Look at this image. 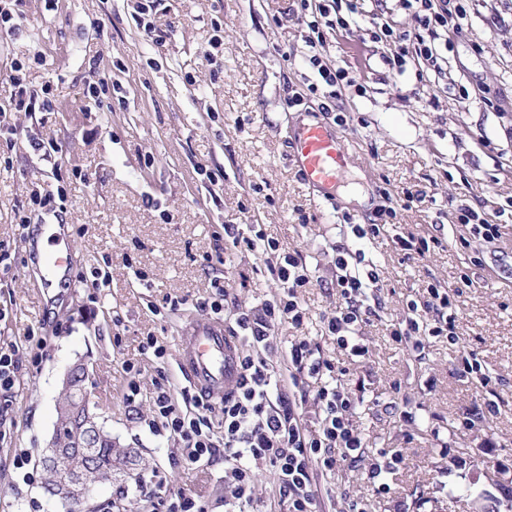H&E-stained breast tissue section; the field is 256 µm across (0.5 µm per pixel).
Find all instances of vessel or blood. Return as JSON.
<instances>
[{
  "mask_svg": "<svg viewBox=\"0 0 512 512\" xmlns=\"http://www.w3.org/2000/svg\"><path fill=\"white\" fill-rule=\"evenodd\" d=\"M342 134L336 127L316 121L299 126L293 136L289 162L300 178L328 201L336 198V182L345 166ZM42 283L69 279V257L55 251L39 253ZM182 376L198 395L219 397L234 389L239 380L238 351L223 326L210 319L192 323L183 338L178 360Z\"/></svg>",
  "mask_w": 512,
  "mask_h": 512,
  "instance_id": "1",
  "label": "vessel or blood"
}]
</instances>
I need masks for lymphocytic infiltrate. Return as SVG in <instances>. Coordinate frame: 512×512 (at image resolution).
Instances as JSON below:
<instances>
[{
    "label": "lymphocytic infiltrate",
    "mask_w": 512,
    "mask_h": 512,
    "mask_svg": "<svg viewBox=\"0 0 512 512\" xmlns=\"http://www.w3.org/2000/svg\"><path fill=\"white\" fill-rule=\"evenodd\" d=\"M296 2L309 18L303 59L316 76L309 91L339 100L355 87L356 79L349 69L326 61V36L358 26L364 0ZM403 7L411 15V26L377 22L370 37L389 45L385 62L397 74L411 68L420 79L443 75L448 35L462 31L466 18L461 0H403ZM14 70V91L8 104L0 105V136L16 132L8 113L32 112L38 103L37 92L26 84L23 64L15 63ZM382 230L374 221L351 225L350 244L338 245L333 258L337 299L324 322L337 350L360 359L369 354L362 326L382 307L380 275L366 261L364 247ZM224 246L267 257L266 272L276 284L275 292L259 303L237 308L232 335L239 345L238 386L220 401L197 396L184 408L170 385L157 383L149 428L178 440L186 466L223 457L224 512H249L258 499L255 471L260 467L274 471L285 512H317L322 492L335 496L342 512H367L361 499L331 485L319 488L317 475L358 468L377 492L386 493L390 487L385 475L405 459L369 447L358 423L362 399L346 383L345 367L324 359L308 337L284 345L275 336V326H299L308 316L302 298L311 283L306 263L299 253L280 252L278 242L259 224L225 225ZM453 298L450 287L427 284L420 298L407 301L391 340L418 356L433 338L458 344Z\"/></svg>",
    "instance_id": "obj_1"
}]
</instances>
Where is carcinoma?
I'll return each instance as SVG.
<instances>
[{"instance_id": "1", "label": "carcinoma", "mask_w": 512, "mask_h": 512, "mask_svg": "<svg viewBox=\"0 0 512 512\" xmlns=\"http://www.w3.org/2000/svg\"><path fill=\"white\" fill-rule=\"evenodd\" d=\"M84 384L82 373L75 374L70 387L60 392L58 404L77 405L84 399ZM54 427L63 451L59 456L48 460L38 458V465L47 475L44 490L49 495L52 494L51 488L63 470L71 467L88 480L89 484L94 485L99 474L114 470L116 465L126 462L131 455V449L117 447L109 431L87 426L80 411L57 412Z\"/></svg>"}]
</instances>
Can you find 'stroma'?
Listing matches in <instances>:
<instances>
[{"label":"stroma","instance_id":"1","mask_svg":"<svg viewBox=\"0 0 512 512\" xmlns=\"http://www.w3.org/2000/svg\"><path fill=\"white\" fill-rule=\"evenodd\" d=\"M135 7L136 0H22L23 34L0 37V105L11 96L16 61L52 104L20 113V136L0 151V347L19 349L16 384L0 395V512H64L14 460L23 452L37 459L45 447L60 380L80 360L89 368L93 410L139 456L96 487L82 512H166L170 493L181 489L204 512H224L223 460L185 469L178 442L155 435L146 420L153 379L187 385L177 367L179 336L206 317L201 303L211 281L231 285L226 323L238 304L274 291L258 254L234 250L230 266L211 262L225 250L228 224L263 225L280 250L302 255L312 275L303 291L310 318L279 325L276 336L312 337L325 358L348 367L350 386L364 388L358 422L371 448L406 459L388 475L386 494L357 470L328 483L355 492L368 512H512V218H499L497 240L465 252L456 242L469 229L455 221L462 205L491 215L512 201V0H469L445 74L422 82L390 71L386 46L363 30L328 36V62L348 68L363 87L345 101L348 159L335 204L287 160L303 118L334 121L308 90L307 20L294 0H160V45L137 28ZM216 36L223 44L213 67L201 50ZM102 79L121 83L124 106L86 97L87 85ZM293 96L300 105L289 106ZM34 139L55 143L57 153L42 156ZM204 168L223 171V183L211 185ZM57 186L69 203L57 232L74 259L79 282L71 288L38 281L18 226L33 189ZM384 206L395 209L400 233L436 236L442 245L416 262L404 260L388 232L367 246L384 309L364 329L370 353L362 360L337 351L321 317L336 304L342 218L360 224ZM97 268L106 279L94 298L82 282ZM465 276L470 286H461ZM434 280L458 290L460 341L430 340L418 358L392 342L387 326ZM170 298L176 307H167ZM150 335L164 360L143 352ZM464 351L500 379L498 414L470 432L456 426L484 398L455 372ZM130 363L141 386L132 404L123 397ZM396 382L418 408L409 431L381 409L394 401ZM144 481L161 485L160 494L143 496Z\"/></svg>","mask_w":512,"mask_h":512}]
</instances>
